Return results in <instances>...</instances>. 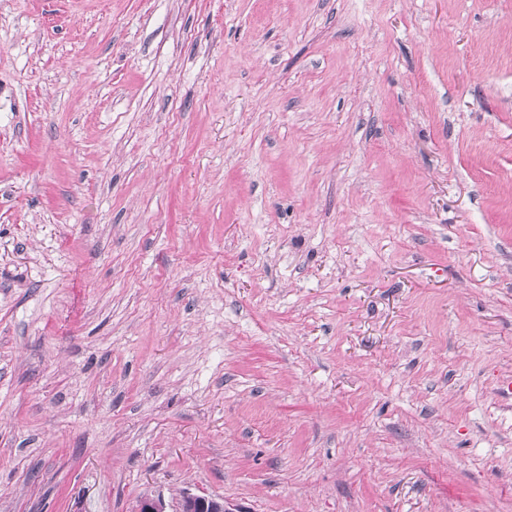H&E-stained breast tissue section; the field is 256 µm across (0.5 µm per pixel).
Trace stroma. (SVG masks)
I'll use <instances>...</instances> for the list:
<instances>
[{
    "label": "stroma",
    "instance_id": "obj_1",
    "mask_svg": "<svg viewBox=\"0 0 512 512\" xmlns=\"http://www.w3.org/2000/svg\"><path fill=\"white\" fill-rule=\"evenodd\" d=\"M512 0H0V512H512ZM175 512H241L231 508L224 498L207 494L186 493Z\"/></svg>",
    "mask_w": 512,
    "mask_h": 512
}]
</instances>
